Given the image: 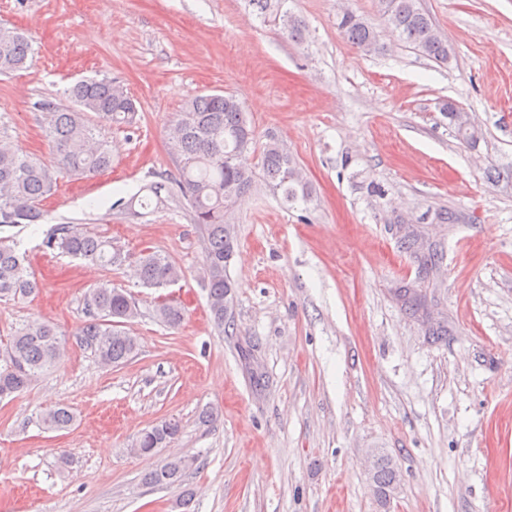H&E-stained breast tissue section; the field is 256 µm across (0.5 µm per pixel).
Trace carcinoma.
I'll list each match as a JSON object with an SVG mask.
<instances>
[{
  "label": "carcinoma",
  "instance_id": "obj_1",
  "mask_svg": "<svg viewBox=\"0 0 512 512\" xmlns=\"http://www.w3.org/2000/svg\"><path fill=\"white\" fill-rule=\"evenodd\" d=\"M252 13L262 23L279 28L289 41L303 40L302 22L284 9L287 0H247ZM383 16L399 32L401 39L421 55L445 64L451 48L442 38L420 0H380ZM340 32L364 53L380 50L378 35L363 17L344 9L336 19ZM34 49L29 39L14 28L0 26V74L26 68L33 62ZM68 104L44 100V133L53 162L45 163L13 144L0 129V227L38 224L44 219L41 202L57 184V172L63 169L87 178L112 164V152L104 135L108 125L132 127L139 109L123 85L110 78L82 79L65 90ZM449 124L464 141H474L478 128L463 119V109L449 102L443 107ZM170 151L176 156L177 176L172 178L181 196L191 208L193 223L203 227L204 256L201 278L208 290V307L216 329L222 331L234 284L226 269L234 253L236 238L226 216L237 201L249 193L255 183V168L249 162L255 134L242 103L233 95L220 93L198 96L186 103L167 129ZM261 169L270 187L282 194V204L291 206L309 197L311 190L295 159L275 139H269L261 151ZM45 246L70 257L102 266H122L129 255L111 241L78 227L57 224ZM136 272L149 288H164L176 283L181 269L168 257L144 249L136 260ZM36 282L14 247L0 240V301L20 300L30 295ZM404 296L417 309L426 311L435 321V334L445 333L446 317L428 309L416 286L407 285ZM84 320L75 333L81 345L93 351L104 366L129 361L137 349L136 338L120 329L122 323L138 315L136 302L124 291L102 284L85 298ZM157 319L169 327L180 325L182 307L161 299L155 308ZM62 357V343L54 326L33 321L16 331L8 350L9 363L0 367V399L24 390ZM45 429L61 431L74 421L64 408L45 411L41 416ZM180 432L179 421L172 418L143 431L131 451L151 455ZM193 461L171 459L145 474L146 483L155 486L181 484ZM396 467L383 453H376L369 481L378 499L385 502L396 484Z\"/></svg>",
  "mask_w": 512,
  "mask_h": 512
}]
</instances>
